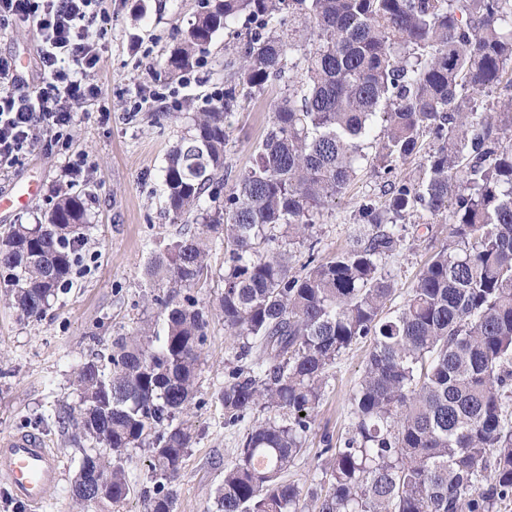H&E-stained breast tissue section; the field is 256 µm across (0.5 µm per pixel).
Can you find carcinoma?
<instances>
[{
	"mask_svg": "<svg viewBox=\"0 0 512 512\" xmlns=\"http://www.w3.org/2000/svg\"><path fill=\"white\" fill-rule=\"evenodd\" d=\"M238 80L282 85L252 167L226 195L224 149L235 88L196 114L164 170L168 210L193 214L207 235L170 244L147 268L169 285L157 318L81 364L79 402L58 417L83 452L72 494L109 479L95 505L133 491L126 462L147 448L148 512H174L190 447L209 316L217 308L240 365L220 400L236 423L279 415L246 432L224 471L216 512H499L512 499V0H203L167 65L199 64L213 35L240 17ZM495 93L496 101L482 98ZM433 137L416 180H391L350 249L318 259L314 215L346 193L377 137L390 174ZM448 218V238L396 310L383 260L416 210ZM87 198L56 191L32 224L0 237V280L24 320L39 319L83 262ZM308 242L302 276L283 243ZM224 244L218 304L188 293ZM370 338L350 396L351 433L323 438V485L283 478L305 452L328 369Z\"/></svg>",
	"mask_w": 512,
	"mask_h": 512,
	"instance_id": "obj_1",
	"label": "carcinoma"
}]
</instances>
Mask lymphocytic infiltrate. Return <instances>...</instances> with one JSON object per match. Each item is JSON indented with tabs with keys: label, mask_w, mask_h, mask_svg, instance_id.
<instances>
[{
	"label": "lymphocytic infiltrate",
	"mask_w": 512,
	"mask_h": 512,
	"mask_svg": "<svg viewBox=\"0 0 512 512\" xmlns=\"http://www.w3.org/2000/svg\"><path fill=\"white\" fill-rule=\"evenodd\" d=\"M101 0H0V33L19 26L35 29L40 89L21 91L12 59L0 57V167L13 166L38 143L69 150L78 109L99 103L101 89L91 74L106 23Z\"/></svg>",
	"instance_id": "f902f5d3"
}]
</instances>
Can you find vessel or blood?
<instances>
[{"label": "vessel or blood", "mask_w": 512, "mask_h": 512, "mask_svg": "<svg viewBox=\"0 0 512 512\" xmlns=\"http://www.w3.org/2000/svg\"><path fill=\"white\" fill-rule=\"evenodd\" d=\"M60 479L61 461L39 434L22 432L0 440V482L14 499L35 510Z\"/></svg>", "instance_id": "1"}]
</instances>
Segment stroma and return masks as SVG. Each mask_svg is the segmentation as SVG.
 I'll return each instance as SVG.
<instances>
[{
    "label": "stroma",
    "mask_w": 512,
    "mask_h": 512,
    "mask_svg": "<svg viewBox=\"0 0 512 512\" xmlns=\"http://www.w3.org/2000/svg\"><path fill=\"white\" fill-rule=\"evenodd\" d=\"M200 6L201 0H104L110 22L93 79L102 90L107 112L80 117L75 125L71 150L87 155L84 170L70 172L68 156L39 145L0 174V193L32 181L41 184L27 207L0 213V234L12 224L34 222L52 192L60 188L85 193L91 222L86 269L74 277L67 292L52 300L41 320L18 319L0 297V438L46 420V446L59 456L63 468L59 485L48 491L38 512H72L74 507L71 489L81 451L56 423L59 411L78 400L74 371L92 351L156 316L158 309L149 300L165 294L167 288L145 277L148 259L183 234L203 230L191 216L168 214L163 169L171 146L187 135L192 114L213 104L234 80L248 23L242 18L219 31L194 72L175 76L168 70L167 58L190 29ZM37 49L34 29L0 34V54L15 59L22 89L31 93L42 81ZM282 93V86L275 83L260 92L240 91L228 117L225 190H232L251 167L270 125L272 104ZM423 143L424 151L398 164L392 175L363 167L348 193L323 210L311 230L321 257H331L351 242L361 228L360 206L383 203L388 179L419 176L433 140L427 136ZM425 221L423 212L408 215L401 226L403 243L386 260L385 269L397 288L393 306L403 303L424 263L448 234L447 224L428 230ZM370 348V340L358 341L329 370L307 450L287 474L303 489L315 486L323 437L340 439L348 434V398L360 381ZM238 353L225 338L222 316L213 314L200 366L203 403L190 414L192 442L175 512H216L215 492L225 470L235 462L246 429L267 417L256 410L231 424L224 416L219 392L237 364Z\"/></svg>",
    "instance_id": "stroma-1"
}]
</instances>
